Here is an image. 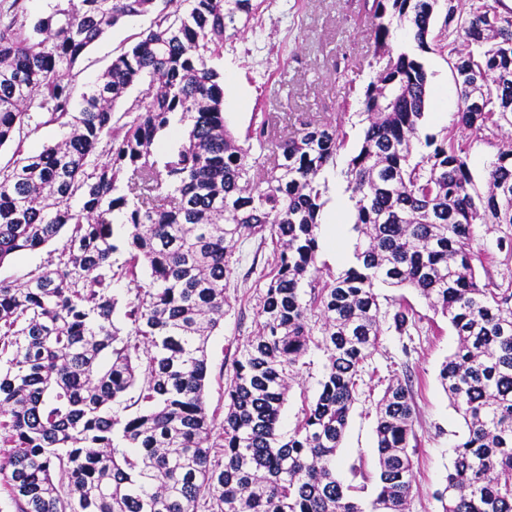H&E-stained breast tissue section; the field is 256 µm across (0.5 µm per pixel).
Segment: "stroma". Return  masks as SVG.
Segmentation results:
<instances>
[{"label": "stroma", "mask_w": 512, "mask_h": 512, "mask_svg": "<svg viewBox=\"0 0 512 512\" xmlns=\"http://www.w3.org/2000/svg\"><path fill=\"white\" fill-rule=\"evenodd\" d=\"M363 4L364 0H264L261 27L226 41L216 61L224 75V120L234 136L244 138L263 110L278 113L281 131L293 133L302 121L335 113L345 97L351 96L355 102L345 115V129L350 145H357L365 123L356 99L378 69ZM150 22L147 16L129 19L95 43L75 67L77 89L93 83ZM420 59L428 73L429 90L421 132L436 134L455 122L458 94L446 55L424 52ZM349 158V152H341L335 166L323 174L327 192L321 218L336 225L335 242L320 243L319 277L324 281L345 268L356 240L353 207L336 206L337 198L345 193L340 172ZM271 256V244H259L254 238L239 242L234 249L237 269L225 290L224 325L207 344L204 398L209 411L224 409L233 361L255 329V304ZM380 294L383 309L390 313L399 304H410L414 324L401 334L391 320L383 321L380 343L358 378L336 457V476L353 498L366 503L375 496L376 405L390 381L407 383L416 408L408 512H442L436 494L445 485L454 447L465 432L462 418L439 381L440 366L453 353L456 338L447 317L430 309L414 289L384 288ZM325 363L319 349H310L305 356L282 410L281 434H290L303 410L315 401Z\"/></svg>", "instance_id": "1"}]
</instances>
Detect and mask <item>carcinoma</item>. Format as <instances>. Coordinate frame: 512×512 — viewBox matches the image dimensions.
<instances>
[{"label":"carcinoma","instance_id":"cac0c4a2","mask_svg":"<svg viewBox=\"0 0 512 512\" xmlns=\"http://www.w3.org/2000/svg\"><path fill=\"white\" fill-rule=\"evenodd\" d=\"M365 2L386 63L363 92L366 126L344 170L353 259L319 288L320 176L345 147L344 113L291 136L267 113L244 147L212 64L224 42L256 31L263 0H57L36 19L23 0H0V147L16 144L0 168V264L62 240L25 281L0 279V482L15 512H405L408 385L388 384L376 406L370 508L336 477L358 376L380 342L383 287L415 289L458 337L439 380L467 432L442 512H512V279L481 282L470 246L475 225H492L512 259V8ZM145 15L149 27L74 103L80 58ZM395 23L418 50L447 53L458 93L457 122L417 156L428 74L411 52L392 55ZM137 82L145 89L116 115ZM36 118L69 134L25 154ZM176 121L190 122L187 137L157 155ZM459 130L497 142L482 192ZM242 238L271 240L274 267L219 421L204 401L207 341L224 325ZM122 281L134 285L124 300ZM313 346L328 364L284 437L282 409Z\"/></svg>","mask_w":512,"mask_h":512}]
</instances>
